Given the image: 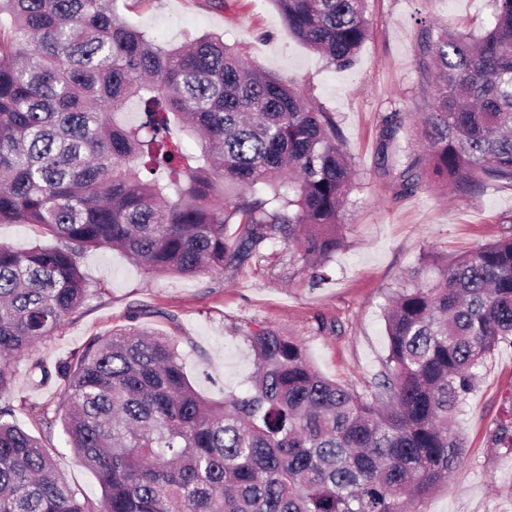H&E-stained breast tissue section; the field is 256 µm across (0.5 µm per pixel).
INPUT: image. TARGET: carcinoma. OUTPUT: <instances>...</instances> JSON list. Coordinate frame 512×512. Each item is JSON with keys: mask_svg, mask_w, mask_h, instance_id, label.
Masks as SVG:
<instances>
[{"mask_svg": "<svg viewBox=\"0 0 512 512\" xmlns=\"http://www.w3.org/2000/svg\"><path fill=\"white\" fill-rule=\"evenodd\" d=\"M288 30L339 67L368 38L367 0H272ZM116 0H0V224L57 241L0 245V394L11 363L86 299L77 263L120 250L148 271L242 270L267 242L322 267L344 246L354 169L333 114L248 67L221 37L168 48L126 24ZM477 39L421 45L434 94L427 152L402 187L439 176L459 193L512 185V0H492ZM134 100L142 120L121 119ZM399 113L382 123L387 155ZM195 141L188 150L184 138ZM261 184L266 192L253 188ZM388 356L368 396L321 376L304 343L243 329L250 387L202 397L178 344L141 331L88 344L64 381L65 429L97 476L80 499L49 449L0 407V512H420L464 461L452 420L477 371L512 347V230L408 270L385 313Z\"/></svg>", "mask_w": 512, "mask_h": 512, "instance_id": "cac0c4a2", "label": "carcinoma"}]
</instances>
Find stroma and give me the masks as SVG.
I'll use <instances>...</instances> for the list:
<instances>
[{"instance_id": "1", "label": "stroma", "mask_w": 512, "mask_h": 512, "mask_svg": "<svg viewBox=\"0 0 512 512\" xmlns=\"http://www.w3.org/2000/svg\"><path fill=\"white\" fill-rule=\"evenodd\" d=\"M127 24L166 46L222 35L249 64L290 80L310 102L333 113L340 143L355 169L343 209L346 245L325 268V280L293 248L268 244L242 271L212 269L195 276L150 272L123 253H83L78 266L91 294L53 336L12 362V384L0 396L18 426L51 448L59 473L90 500L101 487L67 442L63 386L34 384L32 362H76L98 336L137 329L177 340L196 390L219 401L247 389L254 355L238 331L253 321L299 337L326 378L366 395L388 354L384 308L406 270L427 252L457 255L497 239L512 218V187L466 197L429 188L402 193L408 156L425 151L417 127L433 95L421 68L425 30L449 27L480 36L492 21L491 0H368L370 34L351 66L329 65L291 36L272 0H117ZM400 113L397 154L383 159L382 121ZM512 348L494 352L478 371L453 422L465 441L463 464L421 506L422 512H512Z\"/></svg>"}]
</instances>
